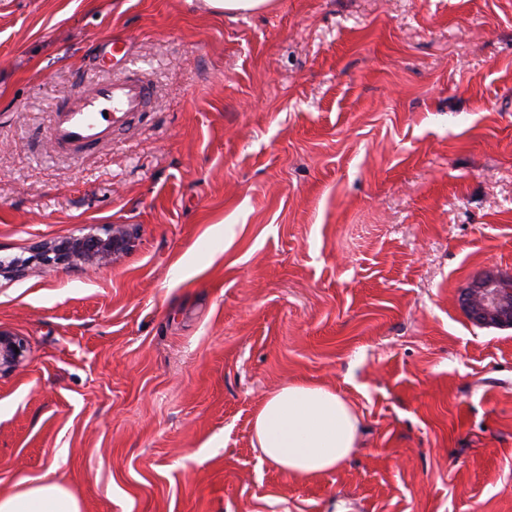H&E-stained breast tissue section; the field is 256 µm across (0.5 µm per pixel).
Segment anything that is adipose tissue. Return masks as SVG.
<instances>
[{"mask_svg":"<svg viewBox=\"0 0 512 512\" xmlns=\"http://www.w3.org/2000/svg\"><path fill=\"white\" fill-rule=\"evenodd\" d=\"M360 418L335 390L292 383L269 395L254 418V446L282 471L300 478L336 469L354 448ZM0 512H81L78 499L48 477L22 480L0 494Z\"/></svg>","mask_w":512,"mask_h":512,"instance_id":"ef3b65f1","label":"adipose tissue"}]
</instances>
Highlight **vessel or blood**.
<instances>
[{"label":"vessel or blood","instance_id":"obj_1","mask_svg":"<svg viewBox=\"0 0 512 512\" xmlns=\"http://www.w3.org/2000/svg\"><path fill=\"white\" fill-rule=\"evenodd\" d=\"M153 98L151 84L135 74L78 88L54 109L47 132L49 146L52 151L82 157L110 143L136 113L149 111Z\"/></svg>","mask_w":512,"mask_h":512}]
</instances>
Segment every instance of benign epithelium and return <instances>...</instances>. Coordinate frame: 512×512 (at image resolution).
I'll return each mask as SVG.
<instances>
[{"mask_svg": "<svg viewBox=\"0 0 512 512\" xmlns=\"http://www.w3.org/2000/svg\"><path fill=\"white\" fill-rule=\"evenodd\" d=\"M130 239L121 225L108 228L106 237L84 236L74 238L69 249L87 260L100 262L126 248ZM512 280L486 271L476 279L471 288L461 295V305L475 323L495 328H512V289L506 284ZM27 346L23 338L0 331V369L17 367Z\"/></svg>", "mask_w": 512, "mask_h": 512, "instance_id": "obj_1", "label": "benign epithelium"}]
</instances>
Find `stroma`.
<instances>
[{
    "mask_svg": "<svg viewBox=\"0 0 512 512\" xmlns=\"http://www.w3.org/2000/svg\"><path fill=\"white\" fill-rule=\"evenodd\" d=\"M128 48L113 64L109 48ZM139 70L157 105L82 158L54 105ZM123 225L102 265L46 264ZM512 0H0V494L81 512H512ZM360 417L303 480L252 445L292 382ZM271 0H204L206 7L218 14H245L267 8ZM506 278L494 271H485L471 288L461 295V305L475 323L495 328H512V289ZM27 346L22 337L0 331V369L17 367L24 357ZM19 350V353H16ZM0 512H81V508L61 482L45 475L24 479L15 492L0 494Z\"/></svg>",
    "mask_w": 512,
    "mask_h": 512,
    "instance_id": "1",
    "label": "stroma"
}]
</instances>
